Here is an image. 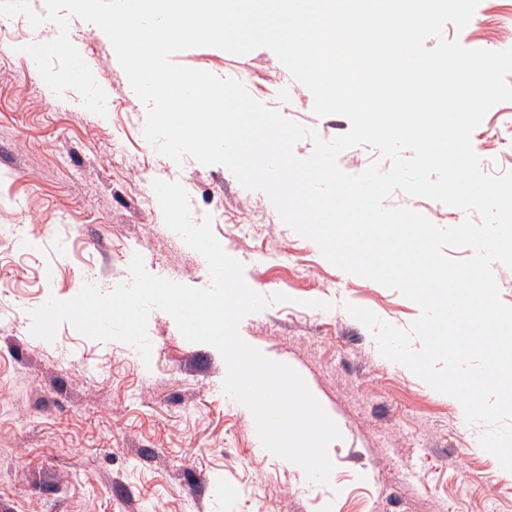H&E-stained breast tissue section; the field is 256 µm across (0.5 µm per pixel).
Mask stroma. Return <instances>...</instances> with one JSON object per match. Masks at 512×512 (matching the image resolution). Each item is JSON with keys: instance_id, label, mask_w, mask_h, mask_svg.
I'll use <instances>...</instances> for the list:
<instances>
[{"instance_id": "1", "label": "stroma", "mask_w": 512, "mask_h": 512, "mask_svg": "<svg viewBox=\"0 0 512 512\" xmlns=\"http://www.w3.org/2000/svg\"><path fill=\"white\" fill-rule=\"evenodd\" d=\"M512 0H480L474 22L443 36L470 49L512 47L503 27ZM22 21L0 31V512H512V475L479 443L453 397L384 358L353 304L408 326L420 310L395 290L350 275L279 218L268 196L222 165L158 154L143 136L146 108L108 37L74 18L69 36L107 93V113L87 111L72 90L56 96L23 43L56 37ZM175 63L221 78L251 69L250 95L330 140L348 119L320 117L313 96L283 100L292 79L269 49L236 56L200 47ZM481 169H512V102L494 106L472 134ZM190 187L194 219L212 216L224 251L248 286L288 302L247 315L242 339L288 363L342 437L331 443L329 483L256 451L245 406L224 404L226 365L188 342L167 313L152 311L151 360L118 341H95L62 324L53 341L32 336L31 310L73 298L88 279L101 290L146 270L204 287L205 262L170 230L153 180ZM385 207L433 213L442 227L463 211L397 191ZM260 224L258 236L239 224ZM315 300L331 310L312 308Z\"/></svg>"}]
</instances>
